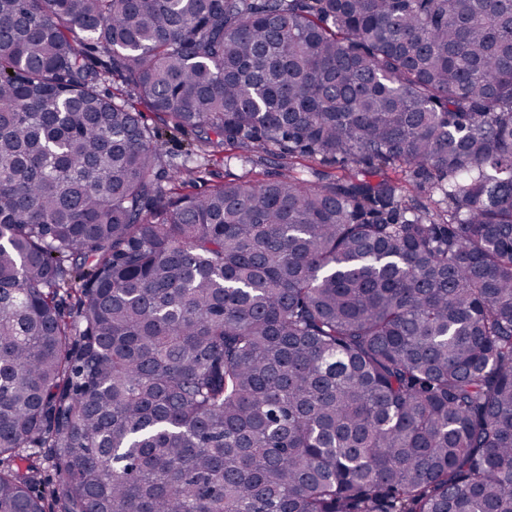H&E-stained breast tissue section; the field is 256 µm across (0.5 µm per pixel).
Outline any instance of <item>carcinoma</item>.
Listing matches in <instances>:
<instances>
[{
	"label": "carcinoma",
	"instance_id": "1",
	"mask_svg": "<svg viewBox=\"0 0 512 512\" xmlns=\"http://www.w3.org/2000/svg\"><path fill=\"white\" fill-rule=\"evenodd\" d=\"M48 468L58 512H512V0H0V512Z\"/></svg>",
	"mask_w": 512,
	"mask_h": 512
}]
</instances>
